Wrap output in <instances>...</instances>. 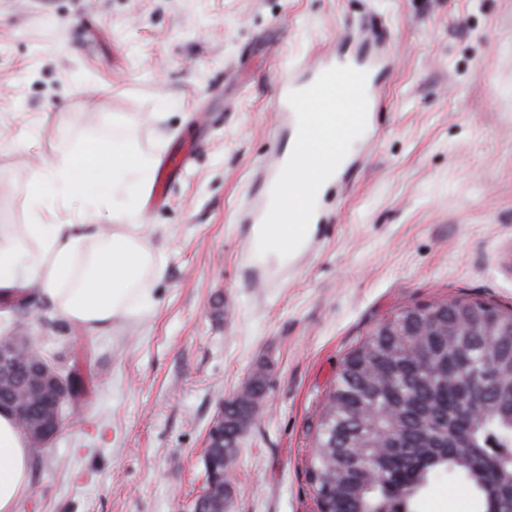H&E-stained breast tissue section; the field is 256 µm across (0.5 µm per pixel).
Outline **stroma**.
I'll return each instance as SVG.
<instances>
[{
    "label": "stroma",
    "instance_id": "1",
    "mask_svg": "<svg viewBox=\"0 0 512 512\" xmlns=\"http://www.w3.org/2000/svg\"><path fill=\"white\" fill-rule=\"evenodd\" d=\"M370 21L397 47L378 138L327 190L310 251L265 285L240 214L291 142L275 79ZM129 134L160 158L195 148L143 213L155 307L90 333L38 289L7 305L0 337H30L87 380L18 512H192L207 431L261 362L230 512H316L317 424L365 334L446 299L512 310V0H0V224L29 223L43 160ZM480 510L447 477L418 508Z\"/></svg>",
    "mask_w": 512,
    "mask_h": 512
}]
</instances>
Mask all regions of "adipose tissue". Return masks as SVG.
<instances>
[{"label": "adipose tissue", "mask_w": 512, "mask_h": 512, "mask_svg": "<svg viewBox=\"0 0 512 512\" xmlns=\"http://www.w3.org/2000/svg\"><path fill=\"white\" fill-rule=\"evenodd\" d=\"M155 159L135 147L111 156L103 143L51 161L32 182L23 233L0 228V300L39 284L69 321L93 331L153 310L152 283L162 274L142 233L138 195L151 187ZM79 194L106 225L48 224L45 211ZM312 224H258L247 241L252 258L285 263L313 235ZM30 448L10 410H0V512H18L31 491Z\"/></svg>", "instance_id": "1"}]
</instances>
